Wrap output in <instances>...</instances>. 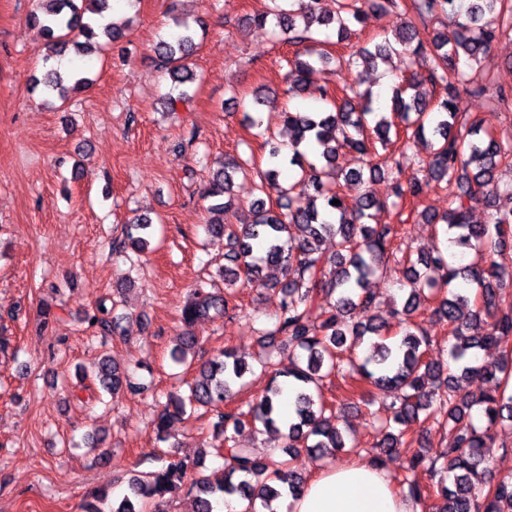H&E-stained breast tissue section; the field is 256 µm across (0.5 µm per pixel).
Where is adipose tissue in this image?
<instances>
[{
    "label": "adipose tissue",
    "mask_w": 512,
    "mask_h": 512,
    "mask_svg": "<svg viewBox=\"0 0 512 512\" xmlns=\"http://www.w3.org/2000/svg\"><path fill=\"white\" fill-rule=\"evenodd\" d=\"M292 512H419L389 471L364 463L331 465L316 473Z\"/></svg>",
    "instance_id": "1"
}]
</instances>
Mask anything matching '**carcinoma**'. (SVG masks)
Masks as SVG:
<instances>
[{
	"label": "carcinoma",
	"instance_id": "carcinoma-1",
	"mask_svg": "<svg viewBox=\"0 0 512 512\" xmlns=\"http://www.w3.org/2000/svg\"><path fill=\"white\" fill-rule=\"evenodd\" d=\"M271 6L252 22L263 27L269 20L295 44L308 39L315 28L336 31L338 41L356 32L367 11L376 10L396 19L391 35L365 45L346 63H359L372 70L394 54L403 53L420 71L392 89L389 111L375 107V94L344 88L343 96L331 88L320 90L325 107L316 112L282 110L264 112L265 96L254 94V109L244 115L252 128L268 133V166L257 185L262 197L253 201L241 225L224 223L233 205L234 179L251 174L252 167L234 157L213 172L208 207L213 214L207 231L227 236L229 247L219 273L225 289L243 281L266 286L262 269L252 262L261 247L264 261L279 266L282 284L281 312L271 330L263 331V347L282 336L305 355L288 358V366L271 355L261 365L271 374L264 393L248 410L226 409L232 386L247 371L242 353L225 347L204 365L195 381L188 383L185 396L170 394L154 423L159 440H169L168 429L183 419L187 407H204L211 413V427L224 435L225 468L210 475L198 474L188 480L200 462H189L174 454L165 455L163 465L142 471L128 481V493L112 502L108 512H146L144 503L160 501L183 485L196 491L194 512H214L213 501L235 496L247 501V512H256V502L271 508V501L298 498L306 487L305 478L291 465L295 452L303 448L318 457L365 456L383 464L403 445L408 434L429 421L448 427V447L434 452L420 450L412 455L407 475L400 484L416 502L429 503L431 512H512V477L493 474L484 448L495 430L512 422V308L501 306L505 268L496 260L512 247V185L496 182V169L512 155V146L483 129L481 122L456 111L455 100L462 94H485L490 79L471 80L470 72L488 59L496 39L512 33V0H336V11L324 7V0H308L295 7L294 0H270ZM109 0H39L28 22L39 38L37 50L43 61L73 48L78 54H102L109 43L126 36L123 22H105ZM442 17L439 28H429L432 17ZM176 34L160 41L154 49L157 66L167 72L178 99L190 97L196 72L189 62L194 52L195 32L190 23L173 17ZM331 59L320 43L297 52L286 60L287 78L303 90L310 85L315 66ZM423 82L440 86L442 92L425 101L416 94ZM47 95L64 102L68 93L85 89L93 79L84 72L67 76L57 69L33 78ZM288 133L292 155L281 156L282 143L274 126ZM405 142H429L430 153L419 173L401 179L402 152L394 147L400 135ZM359 159L360 166L343 165L345 156ZM300 170L298 179L284 185L280 172L284 164ZM387 179L391 185L388 202L376 197L367 185ZM362 186L355 198L347 197L341 183ZM456 185L448 211L442 216L424 215L427 224L446 225L451 250L432 247L403 262L402 276L410 284L400 309H393L399 330L374 321L377 296L367 287L370 276L387 267L401 236L399 224H371L373 212L397 208L424 192L430 184ZM277 195L276 205L266 198ZM339 204L334 205L332 201ZM479 203L494 207L485 224L471 222ZM336 216V223L323 218ZM153 223L147 217L122 227L112 242V251L143 252ZM336 239V259L323 260L321 243ZM434 303L433 315L446 322L453 337L448 363L435 365L425 357L427 337L415 321L423 305ZM228 312V299L207 291L200 280L191 290L183 321ZM123 317L104 306L87 314L85 321L100 336L122 335ZM369 342V353L359 363L349 362L357 373L358 388L371 386L391 398L389 415L375 447L362 451L346 447L339 417L324 398V381L338 373L344 354ZM502 349L492 365H478L477 351L487 346ZM285 377L294 386L292 417L280 414V397ZM477 377L484 389L477 398L461 393L459 380ZM100 385L116 397L125 390L144 392L149 386L117 362L101 364ZM283 431L287 458L258 457L237 444L235 435L245 425Z\"/></svg>",
	"mask_w": 512,
	"mask_h": 512
}]
</instances>
